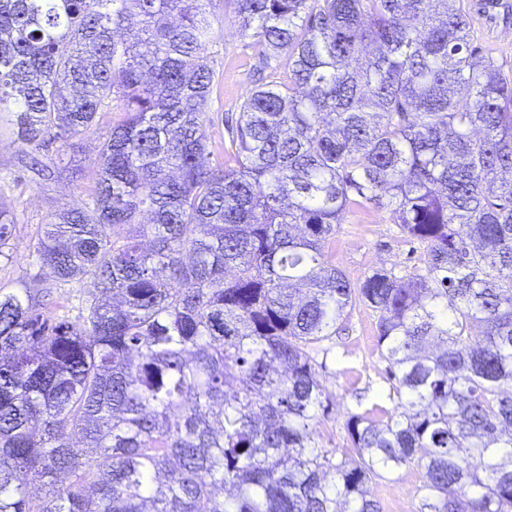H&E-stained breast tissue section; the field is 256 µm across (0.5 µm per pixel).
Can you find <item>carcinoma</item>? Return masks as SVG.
Returning a JSON list of instances; mask_svg holds the SVG:
<instances>
[{
  "instance_id": "carcinoma-1",
  "label": "carcinoma",
  "mask_w": 512,
  "mask_h": 512,
  "mask_svg": "<svg viewBox=\"0 0 512 512\" xmlns=\"http://www.w3.org/2000/svg\"><path fill=\"white\" fill-rule=\"evenodd\" d=\"M211 2L0 0L23 145L76 181L72 138L116 113L36 249L90 305L0 289V512H380L366 484L412 464L418 512H512V74L461 0H234L259 83L214 166ZM368 205L422 267L328 262ZM358 303L397 405L348 412L338 456L318 372Z\"/></svg>"
}]
</instances>
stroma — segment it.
<instances>
[{
  "label": "stroma",
  "instance_id": "1",
  "mask_svg": "<svg viewBox=\"0 0 512 512\" xmlns=\"http://www.w3.org/2000/svg\"><path fill=\"white\" fill-rule=\"evenodd\" d=\"M209 20L213 38L205 56L216 83L210 104L212 120L204 134L213 151L212 162L218 165L224 161V116L238 111L246 91L254 85L252 66L257 48L252 39L240 34L233 8L225 0H212ZM112 121V113H103L89 132L77 137L83 174L72 181L55 172L39 177L24 171L22 146L0 115V203L13 220L7 255L0 258V288L43 292L45 312L55 318H75L80 299L88 297L92 285L87 280L57 282L37 261V242L45 224L87 201L98 179V149L109 136ZM326 254L332 265L357 283L377 268L401 275L410 272L418 265L421 250L385 213L366 207L345 214ZM376 324L371 309L356 305L348 319V332L336 338L335 361L319 371L318 379L332 400L328 417L317 427L327 447H347V413L360 406L371 407L378 394L388 389L386 364L376 350ZM360 391L366 398L359 402L355 395ZM421 480V469L412 465L369 482L367 488L381 512H418L415 489Z\"/></svg>",
  "mask_w": 512,
  "mask_h": 512
}]
</instances>
